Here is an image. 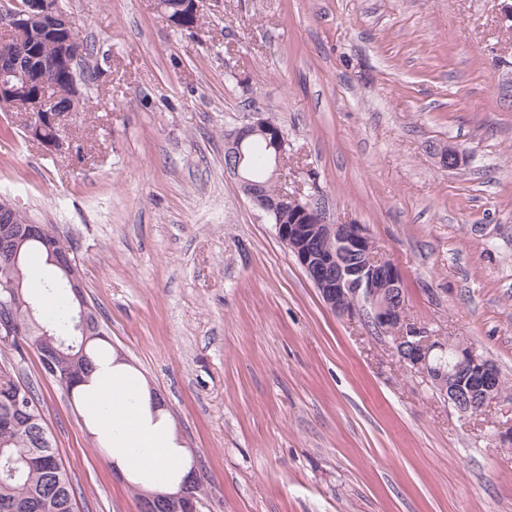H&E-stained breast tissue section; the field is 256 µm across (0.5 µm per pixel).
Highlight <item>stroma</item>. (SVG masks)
<instances>
[{
  "mask_svg": "<svg viewBox=\"0 0 512 512\" xmlns=\"http://www.w3.org/2000/svg\"><path fill=\"white\" fill-rule=\"evenodd\" d=\"M98 65L70 152L0 113V198L69 237L112 348L203 478L204 512H512V391L461 414L339 318L224 171L263 113L289 189L365 225L409 319L512 384V0H62ZM458 145L457 168L437 150ZM77 512H139L80 404L18 358ZM188 1V0H187ZM189 4V9L186 12L178 11L176 14H172L165 9L164 3L162 0L158 1L159 7L166 13L169 21L178 28H189L193 29L194 26L197 27L200 23L199 11L200 5L198 0H191L187 2ZM198 16V17H197ZM192 23L191 18H196Z\"/></svg>",
  "mask_w": 512,
  "mask_h": 512,
  "instance_id": "1",
  "label": "stroma"
}]
</instances>
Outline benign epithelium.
Instances as JSON below:
<instances>
[{
	"instance_id": "1",
	"label": "benign epithelium",
	"mask_w": 512,
	"mask_h": 512,
	"mask_svg": "<svg viewBox=\"0 0 512 512\" xmlns=\"http://www.w3.org/2000/svg\"><path fill=\"white\" fill-rule=\"evenodd\" d=\"M199 0H189V9L167 13L169 21L178 28H193L192 19L199 16ZM41 25V38L64 46L60 56L49 65L41 62V44L25 41L32 24ZM76 26L72 16L62 13L57 0H16L0 3V106L8 107L20 99L27 100L28 109L40 112V120L27 113L26 136L45 150L62 153L70 144L61 137L59 126L68 115L54 107L49 72L59 66L74 72L83 66V57L68 50L71 33ZM260 134L276 145L275 166L271 178L280 172V157L287 140L283 130L262 114L225 134L224 150L235 159L226 171L245 188L251 205L265 215L293 211L301 224L276 225L279 239L292 250L309 279L318 289L328 309L342 318L352 319L367 314L378 330L392 338L396 354L411 369L426 377L431 385L448 400L462 405L463 412L477 413L496 399L499 378L491 363L477 358L461 344L456 349L458 361L452 366L436 365L434 352L440 349L427 328L407 318L403 302L402 276L382 252L371 234L361 224H333L325 210L311 198L300 199L287 190L275 197L264 192L266 183L246 179L241 166L245 160L243 142ZM461 160L460 150L450 145L439 151V163L452 169ZM24 240L0 246V278L17 286L22 278L20 251ZM14 313L7 309L0 314V347L11 348L14 336ZM200 476L191 468L178 491L163 494L176 503L181 512H199Z\"/></svg>"
}]
</instances>
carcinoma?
Returning a JSON list of instances; mask_svg holds the SVG:
<instances>
[{
	"mask_svg": "<svg viewBox=\"0 0 512 512\" xmlns=\"http://www.w3.org/2000/svg\"><path fill=\"white\" fill-rule=\"evenodd\" d=\"M92 73L83 71L73 77L66 70L57 71L52 78L58 103L70 108L73 99H83ZM246 152L251 161L252 173L258 177L265 172L269 151L260 138L249 141ZM60 235L51 224L41 225L40 236L28 241L22 249L23 268H28L31 255L48 252L47 244L61 252ZM64 272L57 266L43 288L58 300L53 315L44 313L43 297L28 288V284L14 294L7 284L0 282V300L14 299L17 323L23 326L17 351L27 347L37 356L41 370L46 365L54 367L52 381L62 391L75 394L76 384L95 369L97 357L110 352V342L94 336H84L76 330V318L81 311L79 302L61 288ZM9 375L0 371V389L15 390L27 399L29 408L20 412L15 402L0 397V421L12 420L9 427L0 424V512H76V490L71 475L59 457L56 441L48 431L36 402L34 388L21 382L16 367L11 362L0 363Z\"/></svg>",
	"mask_w": 512,
	"mask_h": 512,
	"instance_id": "carcinoma-1",
	"label": "carcinoma"
}]
</instances>
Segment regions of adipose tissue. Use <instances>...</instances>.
I'll return each mask as SVG.
<instances>
[{
    "label": "adipose tissue",
    "mask_w": 512,
    "mask_h": 512,
    "mask_svg": "<svg viewBox=\"0 0 512 512\" xmlns=\"http://www.w3.org/2000/svg\"><path fill=\"white\" fill-rule=\"evenodd\" d=\"M77 394L118 471L149 489L177 490L189 472L185 449L164 409L153 407L148 383L132 367L101 358Z\"/></svg>",
    "instance_id": "ef3b65f1"
}]
</instances>
